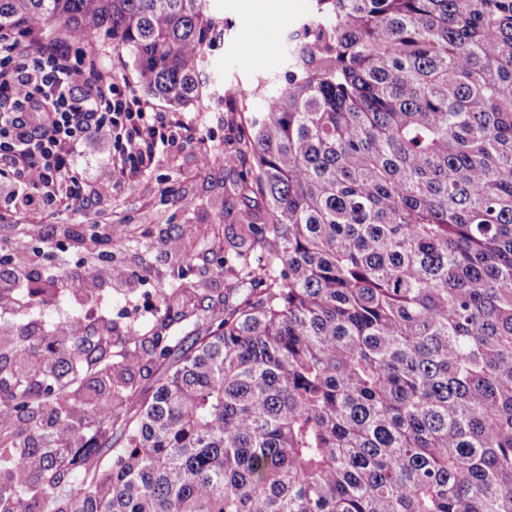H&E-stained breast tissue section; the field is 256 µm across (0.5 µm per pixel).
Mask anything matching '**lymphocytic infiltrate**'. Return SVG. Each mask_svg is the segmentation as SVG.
<instances>
[{"label": "lymphocytic infiltrate", "instance_id": "obj_1", "mask_svg": "<svg viewBox=\"0 0 512 512\" xmlns=\"http://www.w3.org/2000/svg\"><path fill=\"white\" fill-rule=\"evenodd\" d=\"M74 43L71 36L42 38L27 25L0 28V212L23 201L55 219L87 206L101 188L150 166L157 144L178 135L180 120L153 111L97 51L74 52ZM92 139L107 145L94 179L78 170L79 148ZM66 237L93 254L76 272L83 287L125 281L111 252L99 250L79 225H68ZM60 285L56 276L8 266L0 270V308L56 295Z\"/></svg>", "mask_w": 512, "mask_h": 512}]
</instances>
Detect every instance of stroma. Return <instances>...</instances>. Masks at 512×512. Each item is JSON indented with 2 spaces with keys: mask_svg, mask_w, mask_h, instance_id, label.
Instances as JSON below:
<instances>
[{
  "mask_svg": "<svg viewBox=\"0 0 512 512\" xmlns=\"http://www.w3.org/2000/svg\"><path fill=\"white\" fill-rule=\"evenodd\" d=\"M316 0H283L281 9L271 0H208L216 27L207 38L198 62L206 81L202 97L182 109L189 130L178 144L158 150L153 166L131 181L114 186L102 195L97 207L70 211L74 224L109 223L121 226L123 236L112 246V262L130 277L126 286L106 289L97 319L88 331L111 323L114 359H121L131 345L130 330L152 337L166 335L167 312L161 304L163 291L183 288V301L197 310L201 326L209 315L201 303H214L237 280L231 265H216L227 239L242 214L255 223L265 221V201L257 190H241L249 178L252 157L246 143L256 121L266 112L257 85L279 86L288 70V34L314 11ZM216 155L217 163L204 169L201 153ZM223 199V210L213 203ZM193 245L192 261L161 246L166 237ZM69 285L58 298L8 315L11 323L29 325L36 332L58 321L57 308L79 294Z\"/></svg>",
  "mask_w": 512,
  "mask_h": 512,
  "instance_id": "35a3bbf8",
  "label": "stroma"
}]
</instances>
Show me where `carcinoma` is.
Returning a JSON list of instances; mask_svg holds the SVG:
<instances>
[{"instance_id": "1", "label": "carcinoma", "mask_w": 512, "mask_h": 512, "mask_svg": "<svg viewBox=\"0 0 512 512\" xmlns=\"http://www.w3.org/2000/svg\"><path fill=\"white\" fill-rule=\"evenodd\" d=\"M317 4L248 139L249 294L120 363L0 335V512H512V0ZM25 23L202 93L207 0H0ZM167 361L143 360L132 368L140 402L151 398L160 379L164 377Z\"/></svg>"}]
</instances>
